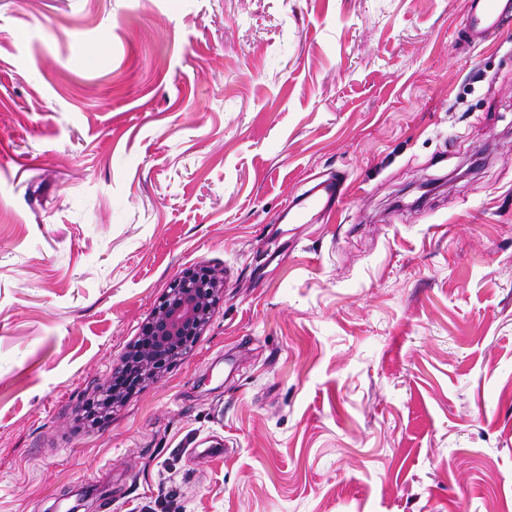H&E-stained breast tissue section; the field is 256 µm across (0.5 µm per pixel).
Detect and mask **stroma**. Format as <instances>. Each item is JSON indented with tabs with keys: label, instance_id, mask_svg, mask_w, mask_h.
I'll return each mask as SVG.
<instances>
[{
	"label": "stroma",
	"instance_id": "35a3bbf8",
	"mask_svg": "<svg viewBox=\"0 0 512 512\" xmlns=\"http://www.w3.org/2000/svg\"><path fill=\"white\" fill-rule=\"evenodd\" d=\"M467 2L0 0V512H512V23ZM200 263L208 328L82 424ZM469 3L464 26L473 45L485 42L489 35L512 21L511 0H470ZM345 181L334 176L315 184L303 197L288 201L284 214H293L298 224H306V216L311 212L330 213L336 202L345 195ZM100 398L89 404L82 414L85 422L96 423L112 415V409L126 401L132 389L115 382L112 377L100 389ZM91 405H94L91 407Z\"/></svg>",
	"mask_w": 512,
	"mask_h": 512
}]
</instances>
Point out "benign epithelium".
<instances>
[{"instance_id":"obj_1","label":"benign epithelium","mask_w":512,"mask_h":512,"mask_svg":"<svg viewBox=\"0 0 512 512\" xmlns=\"http://www.w3.org/2000/svg\"><path fill=\"white\" fill-rule=\"evenodd\" d=\"M222 297L224 269L207 265L183 269L115 371L130 377L139 387L162 380L189 343L206 329L212 310ZM99 392L100 398L84 410L83 421L96 423L109 417L132 389L110 380Z\"/></svg>"}]
</instances>
